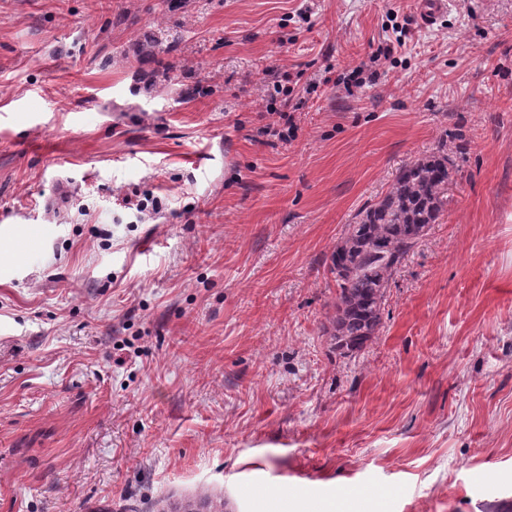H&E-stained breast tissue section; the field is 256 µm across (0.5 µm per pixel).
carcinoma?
<instances>
[{
  "label": "carcinoma",
  "instance_id": "obj_1",
  "mask_svg": "<svg viewBox=\"0 0 512 512\" xmlns=\"http://www.w3.org/2000/svg\"><path fill=\"white\" fill-rule=\"evenodd\" d=\"M141 54L157 64L152 75L170 84L173 66L159 57L163 38L148 34ZM456 172L448 152L439 150L406 163L386 193L367 204L348 225L330 256L339 287L332 319L333 349L353 355L366 347L382 324L391 274L448 206V183Z\"/></svg>",
  "mask_w": 512,
  "mask_h": 512
}]
</instances>
